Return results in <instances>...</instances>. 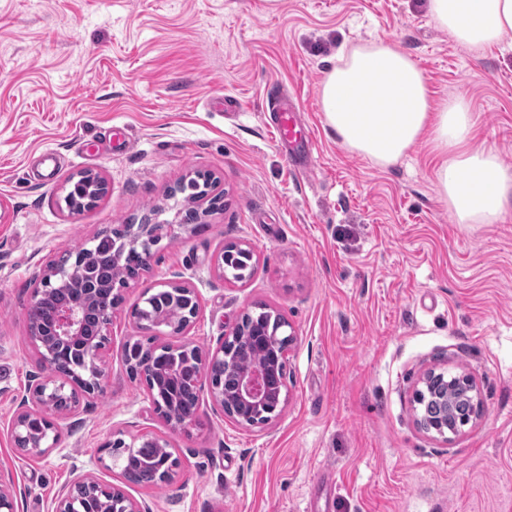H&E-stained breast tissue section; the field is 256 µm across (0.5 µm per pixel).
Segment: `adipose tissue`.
Masks as SVG:
<instances>
[{
    "label": "adipose tissue",
    "mask_w": 512,
    "mask_h": 512,
    "mask_svg": "<svg viewBox=\"0 0 512 512\" xmlns=\"http://www.w3.org/2000/svg\"><path fill=\"white\" fill-rule=\"evenodd\" d=\"M436 26L460 45H505L512 0H428ZM327 126L348 152L395 165L419 141L439 160L437 190L460 224L512 213V168L494 149L471 148L475 120L464 95L433 105L429 80L409 55L381 39L340 52L320 87Z\"/></svg>",
    "instance_id": "ef3b65f1"
}]
</instances>
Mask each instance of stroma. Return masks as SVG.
Masks as SVG:
<instances>
[{
  "mask_svg": "<svg viewBox=\"0 0 512 512\" xmlns=\"http://www.w3.org/2000/svg\"><path fill=\"white\" fill-rule=\"evenodd\" d=\"M379 38L417 62L434 103L464 93L476 146L512 165V51L456 43L428 0H0V472L17 512H51L78 471L153 512H512V214L456 223L426 144L382 169L337 143L321 82L340 49ZM283 93L315 142L304 178L265 119ZM88 170L109 191L70 214ZM198 171L223 209L153 247L112 321L103 393L58 419L49 455L19 454L10 423L41 370L26 313L46 264L150 207L173 219L172 188ZM242 242L251 276H223L225 246ZM168 283L196 289L180 339L204 350L257 304L287 319L271 425H232L206 394L186 433L151 411L122 348L142 336V292ZM431 368L471 375L482 400L449 441L417 425ZM116 433L166 439L172 483L98 466Z\"/></svg>",
  "mask_w": 512,
  "mask_h": 512,
  "instance_id": "35a3bbf8",
  "label": "stroma"
}]
</instances>
